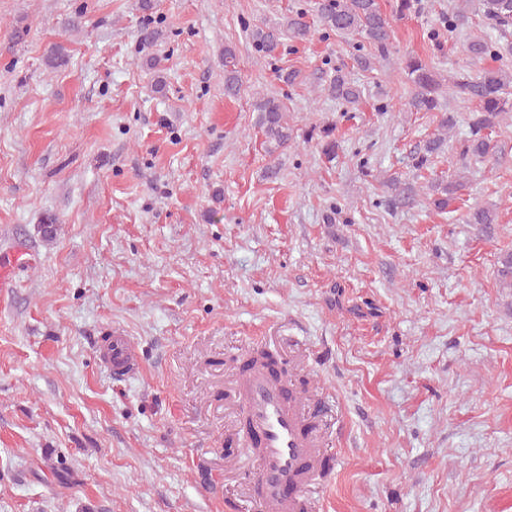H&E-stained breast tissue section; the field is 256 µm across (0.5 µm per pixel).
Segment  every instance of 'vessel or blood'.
<instances>
[{"mask_svg":"<svg viewBox=\"0 0 512 512\" xmlns=\"http://www.w3.org/2000/svg\"><path fill=\"white\" fill-rule=\"evenodd\" d=\"M101 363L116 377L135 374L140 363L129 336L112 330ZM242 412L258 445H244L254 463L253 492L261 512H308V493L322 472V437L306 423L307 411L286 382L258 365L235 383Z\"/></svg>","mask_w":512,"mask_h":512,"instance_id":"vessel-or-blood-1","label":"vessel or blood"}]
</instances>
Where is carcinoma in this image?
Masks as SVG:
<instances>
[{
    "label": "carcinoma",
    "mask_w": 512,
    "mask_h": 512,
    "mask_svg": "<svg viewBox=\"0 0 512 512\" xmlns=\"http://www.w3.org/2000/svg\"><path fill=\"white\" fill-rule=\"evenodd\" d=\"M483 12L494 21L495 34L475 37L466 45V52L472 59L493 62L504 61L512 54V0H481ZM316 12L326 32L357 34L381 50L387 49L391 40V25L381 12L378 0H317ZM306 14L295 11L279 26L263 25L251 30L255 51L263 57L278 54L283 35L295 40H304L310 34ZM458 28V16L454 12L442 16L430 38L439 45L442 40L451 39ZM404 71L412 90L405 102L409 112H435L441 108L447 84L438 79L433 67L417 56L404 61ZM241 77L236 64L235 50L224 47V95L236 96L241 89ZM455 91L466 99L477 103V109L468 122L469 137L465 153L484 157L495 149L491 134L499 125V119L512 116V74L502 69H490L476 78L463 77L454 82ZM328 91L338 100L356 103L361 99V90L350 83L342 69L338 68L330 78ZM257 127L264 140L266 153L273 154L286 148L292 140V130L285 119L286 107L278 98L266 97L257 105ZM445 139L438 136L428 140L419 153L418 167H424L429 159L439 154ZM459 182L437 178L429 182L434 207L443 212L448 209L455 194L461 190ZM470 224H495L497 214L488 207L475 208L469 212Z\"/></svg>",
    "instance_id": "1"
}]
</instances>
